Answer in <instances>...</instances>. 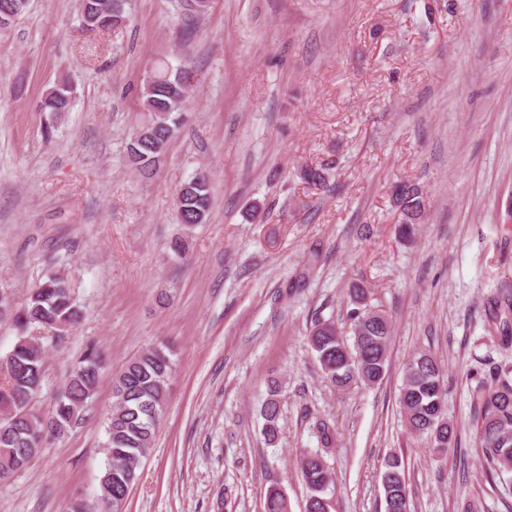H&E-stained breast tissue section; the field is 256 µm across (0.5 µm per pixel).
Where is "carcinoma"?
Instances as JSON below:
<instances>
[{
  "mask_svg": "<svg viewBox=\"0 0 512 512\" xmlns=\"http://www.w3.org/2000/svg\"><path fill=\"white\" fill-rule=\"evenodd\" d=\"M27 0H0V29L14 23L26 10ZM83 24L90 28L112 26L122 15L124 0H78ZM183 71L168 64L155 68L143 85L142 97L149 120L140 127L128 145L131 161L138 169L154 167L164 146L181 123L180 106L186 96ZM72 91L62 83L52 89L45 101L48 112H68ZM394 201L400 208V235L411 241L417 234L418 220L425 209L424 194L413 182L401 181L394 187ZM212 206L206 177L191 179L177 195V212L183 224H202ZM353 345L348 347L332 320L317 319L308 342L316 353L324 379L345 391L359 384L376 385L388 370L387 348L391 321L381 305L372 303L371 291L360 283L347 289ZM9 314L17 339L11 350L0 356V482L24 471L48 443L64 436L82 419V413L95 398L107 356L89 346L74 363L53 409L42 414L33 400L40 390L47 365L46 341L61 344L65 335L82 319V309L73 294L71 281L50 271L31 288L26 302L12 308L0 303ZM512 310V294L503 291L493 301L489 330L505 351L512 350V330L508 322L498 323V313ZM166 343L147 348L127 360L112 377L113 401L104 422L106 468L100 479L97 502L101 508L82 499L72 502L70 512H119L138 471L152 447L166 410V387L173 362ZM444 369L437 358L420 351L405 367L399 405L409 434L430 448L436 457H446L456 442V430L444 411ZM472 427L476 442L491 469L500 477L512 476V365L493 368L488 377L472 390ZM263 435L269 444L280 434L279 392L271 391L264 404ZM308 490L306 512H325L324 500L332 475L318 454L303 453L297 461ZM385 512H410L403 462L390 454L382 462ZM263 512H290L288 497L271 487L266 493Z\"/></svg>",
  "mask_w": 512,
  "mask_h": 512,
  "instance_id": "cac0c4a2",
  "label": "carcinoma"
}]
</instances>
